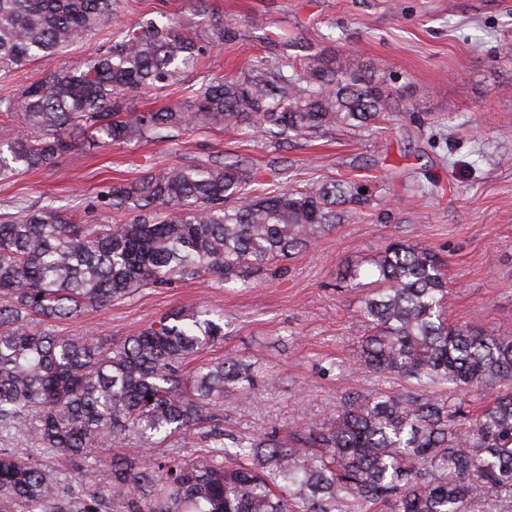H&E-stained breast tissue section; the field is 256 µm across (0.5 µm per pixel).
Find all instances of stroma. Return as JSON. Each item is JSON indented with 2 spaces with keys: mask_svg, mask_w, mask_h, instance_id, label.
I'll return each instance as SVG.
<instances>
[{
  "mask_svg": "<svg viewBox=\"0 0 512 512\" xmlns=\"http://www.w3.org/2000/svg\"><path fill=\"white\" fill-rule=\"evenodd\" d=\"M115 0L134 25L172 19L206 29L210 14L232 21L214 70L239 75L258 61L286 65L323 49L358 66L379 64L408 84L415 108L373 130L343 128L274 145L262 135L194 130L174 140L86 148L54 166L0 181V205L44 198L73 208L81 224H120L125 212L97 199L107 184L181 163L242 157L261 191L334 178L366 181L372 200L360 219L286 263L283 274L223 286L209 277L147 288L57 323L69 336L118 341L163 314L198 305L224 311V340L202 360L249 356L257 381L248 399L224 409V427L260 433L326 416L356 377L359 296L342 280L393 240H418L447 262L453 321L512 336V0ZM338 360L342 369L322 367Z\"/></svg>",
  "mask_w": 512,
  "mask_h": 512,
  "instance_id": "obj_1",
  "label": "stroma"
}]
</instances>
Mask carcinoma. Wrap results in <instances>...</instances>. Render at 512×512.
Instances as JSON below:
<instances>
[{"label":"carcinoma","instance_id":"1","mask_svg":"<svg viewBox=\"0 0 512 512\" xmlns=\"http://www.w3.org/2000/svg\"><path fill=\"white\" fill-rule=\"evenodd\" d=\"M112 26L108 46L55 65L76 43ZM205 37L169 20L128 27L112 0H0V74L53 66L17 95H0V179L50 167L84 141L96 147L170 141L190 130L259 132L274 144L336 127L364 131L410 111L381 68L325 52L293 74L256 64L213 74ZM199 84L143 112L131 92L162 91L186 70ZM240 160L173 166L107 186L101 203L124 224H76L46 199L0 212V440L20 426L37 451L84 467L113 450L103 487L61 489L39 456L0 448V512H512V336L450 321L448 282L427 245L395 243L372 262L362 291L357 380L328 417L282 436L224 431V403L247 398L243 355L184 367L224 337V313L174 309L106 344L36 328L104 307L143 288L211 276L262 279L336 225L365 197L336 179L258 195ZM379 378L401 389L373 385ZM493 394L475 411L467 406ZM201 433L191 457L164 444Z\"/></svg>","mask_w":512,"mask_h":512}]
</instances>
